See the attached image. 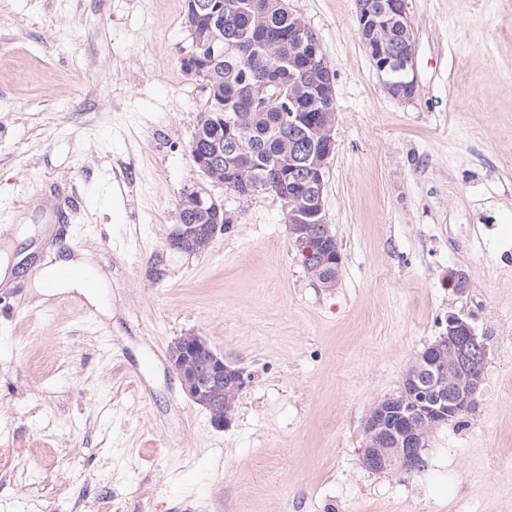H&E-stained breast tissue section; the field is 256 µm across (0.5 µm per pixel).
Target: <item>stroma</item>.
I'll return each instance as SVG.
<instances>
[{"label": "stroma", "mask_w": 512, "mask_h": 512, "mask_svg": "<svg viewBox=\"0 0 512 512\" xmlns=\"http://www.w3.org/2000/svg\"><path fill=\"white\" fill-rule=\"evenodd\" d=\"M287 4L335 75L332 288L303 267L280 198L194 166L206 93L178 65L183 0H0V219L66 212L63 234L16 248L31 264L92 253L108 303L0 288V512H512V348L495 333L512 327V269L473 278L448 240L471 224L512 249L494 229L512 214V0H407L409 100L376 74L355 0ZM200 188L229 227L172 250L180 196ZM452 311L488 349L474 409L430 435L420 469L367 470V416ZM189 332L248 377L224 429L170 367Z\"/></svg>", "instance_id": "obj_1"}]
</instances>
